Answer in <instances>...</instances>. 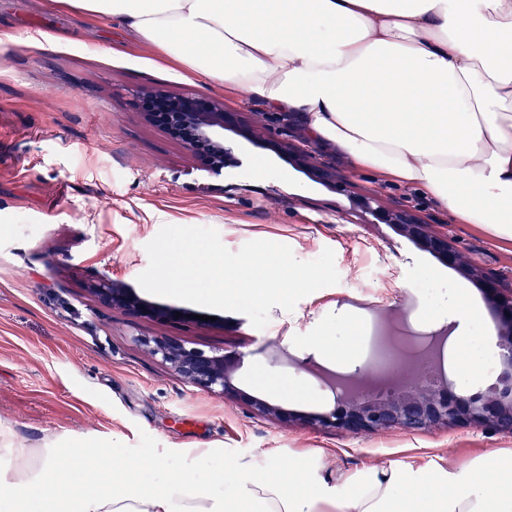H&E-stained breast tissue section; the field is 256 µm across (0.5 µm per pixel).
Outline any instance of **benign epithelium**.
<instances>
[{
  "instance_id": "benign-epithelium-1",
  "label": "benign epithelium",
  "mask_w": 512,
  "mask_h": 512,
  "mask_svg": "<svg viewBox=\"0 0 512 512\" xmlns=\"http://www.w3.org/2000/svg\"><path fill=\"white\" fill-rule=\"evenodd\" d=\"M148 119L164 129L185 148L198 155L207 167L224 169V152L228 151L224 132L238 128V115L224 111L223 103L195 95L175 97L168 112H148ZM405 231L423 248L444 262L476 275L478 270L463 260L448 239L430 233L426 224H405ZM483 289L498 311L501 330L498 355L503 372V388H493L485 394L469 398H448V395L420 379L414 380L415 390L409 394H390L370 400L347 398L342 407L326 414L300 417L303 422L319 429L341 430L351 434L380 432L400 428L410 432L431 427L484 426L493 432L512 436V291L500 288L497 280L482 277ZM99 301L112 309L160 321H192L190 315L175 308L154 306L136 295L134 289L119 282L103 280L95 285ZM152 356L170 366L187 383L224 395L238 394L233 383V369L238 359L217 351H206L176 336L139 337ZM258 415L282 421L286 412L278 405L260 398H246Z\"/></svg>"
}]
</instances>
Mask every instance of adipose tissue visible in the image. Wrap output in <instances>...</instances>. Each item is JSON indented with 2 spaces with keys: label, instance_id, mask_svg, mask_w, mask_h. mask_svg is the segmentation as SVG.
<instances>
[{
  "label": "adipose tissue",
  "instance_id": "adipose-tissue-1",
  "mask_svg": "<svg viewBox=\"0 0 512 512\" xmlns=\"http://www.w3.org/2000/svg\"><path fill=\"white\" fill-rule=\"evenodd\" d=\"M128 27L186 76L226 84L360 169L418 187L464 224L512 241V0H57ZM148 484L109 449L0 448V512H512V451L431 471L388 462L334 477L323 453L249 468L190 466ZM49 485L63 494L43 496Z\"/></svg>",
  "mask_w": 512,
  "mask_h": 512
}]
</instances>
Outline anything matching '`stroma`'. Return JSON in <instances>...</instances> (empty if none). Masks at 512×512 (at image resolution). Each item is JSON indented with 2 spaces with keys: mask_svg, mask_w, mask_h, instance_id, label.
<instances>
[{
  "mask_svg": "<svg viewBox=\"0 0 512 512\" xmlns=\"http://www.w3.org/2000/svg\"><path fill=\"white\" fill-rule=\"evenodd\" d=\"M138 91L192 93L237 113L229 164L215 172L144 118ZM289 157H282V150ZM336 172L337 186L318 177ZM408 213L447 237L479 275L512 289V242L460 224L416 187L361 170L303 137L286 115L201 79L183 77L127 29L58 11L51 0H0V424L33 447L75 434L106 445L115 460L200 443L243 463L323 450L336 472L400 461L433 468L512 450V436L479 426L352 435L300 423L337 407L340 389L322 367L345 375L367 363L374 321L446 336L449 394L497 385L470 377L454 356L467 346L497 356L496 315L479 276L445 264L384 214ZM211 227L238 251L251 240L288 245L301 261L335 253L336 285L272 308L264 329L217 311L209 323L158 322L103 306L89 291L107 278L136 285L145 249L162 226ZM466 289L471 319L448 308ZM178 336L204 350L237 352L240 397L186 384L136 341ZM354 346L339 364L317 346ZM280 405L292 422L252 413L248 397Z\"/></svg>",
  "mask_w": 512,
  "mask_h": 512,
  "instance_id": "35a3bbf8",
  "label": "stroma"
}]
</instances>
